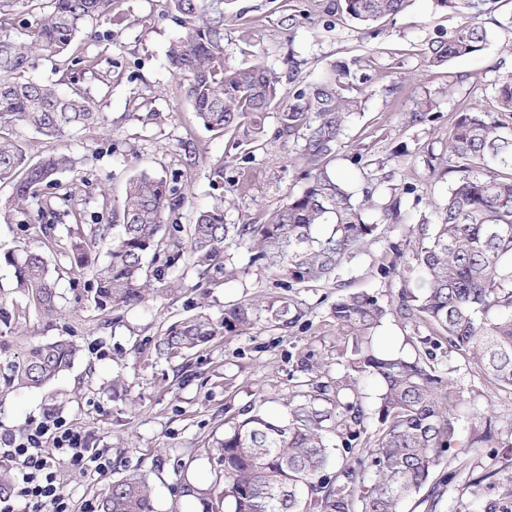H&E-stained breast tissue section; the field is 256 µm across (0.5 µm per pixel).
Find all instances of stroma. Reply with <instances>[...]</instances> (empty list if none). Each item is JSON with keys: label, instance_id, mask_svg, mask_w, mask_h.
<instances>
[{"label": "stroma", "instance_id": "stroma-1", "mask_svg": "<svg viewBox=\"0 0 512 512\" xmlns=\"http://www.w3.org/2000/svg\"><path fill=\"white\" fill-rule=\"evenodd\" d=\"M494 39L480 52L429 66L426 43L459 27L461 15L436 8L434 0H408L398 14L364 27L337 16L336 0H226L224 45L236 65L260 63L280 78L278 109L299 88L349 64L364 79L366 103L346 128L336 171L355 201L372 196L377 206L400 201L402 221L380 226L378 235L335 278L285 288L275 269L250 263L245 249L233 252L231 280L203 273L187 261L172 271L183 287L154 295L122 311L98 310L90 300L91 270L73 268L64 247L43 248L25 224H63L37 206L0 214V252L44 249L57 274L62 312L48 319L37 312L12 324L5 341L12 356L33 344L75 340L81 351L73 365L41 389L0 391V435L22 434L47 412L85 430L90 444L109 450L106 479L61 468L73 512H99L104 480L130 472L145 475L159 512H202L200 502L180 494L183 480L212 484L219 467L212 444L229 426L255 411L282 416L305 384L323 382L336 396L343 374L345 339L336 330L331 306L349 293L365 292L384 304L398 301L404 282L383 270L398 253H410L421 215L432 214L455 181L449 133L458 111H492L499 73L512 71V0H498ZM250 30L254 44L237 36ZM184 28L168 0H112L107 18L79 34V55L97 60L95 71L69 57L33 56L25 79L68 91L86 89L105 120L58 139L17 125L14 137L37 160L56 152L85 156L75 172L59 174L86 223H107L102 200L120 207L125 187L140 175L161 176L185 204L171 221L190 223L197 209L230 198V224H256L301 190L305 168L296 146L276 134L268 117L266 136L244 153L230 135L205 129L187 94L188 81L168 67L171 42ZM433 102L425 121L410 118L420 101ZM375 210L369 219H377ZM255 310L256 327L214 340L187 358L158 355L155 343L170 323L199 311L221 316L225 306ZM440 370L464 392L459 439L444 452L430 482L401 512H512V390L486 378L447 342L433 349ZM124 389L113 392V378Z\"/></svg>", "mask_w": 512, "mask_h": 512}]
</instances>
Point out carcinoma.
<instances>
[{
	"mask_svg": "<svg viewBox=\"0 0 512 512\" xmlns=\"http://www.w3.org/2000/svg\"><path fill=\"white\" fill-rule=\"evenodd\" d=\"M186 29L173 41L167 58L171 70L188 77V96L199 122L209 131L234 132L247 145L265 136V119L278 103L279 77L262 64L235 66L224 48V0H169ZM406 0H336V15L369 23L397 14ZM490 0H435L465 22L446 36L432 39L427 62L434 67L481 51L493 30L481 22ZM50 9L30 31V40L12 38L0 27V183L11 195L0 205L10 212L31 200L43 210L59 211L70 223L83 224V212L72 206V194L44 196L41 191L85 158L52 153L32 161L9 127L22 123L47 138L101 123L89 98L77 88L61 95L51 86L21 79L34 52L57 56L67 52L86 22L108 15L112 0H49ZM350 68L336 65L333 74L307 84L296 102L277 113L278 135L298 147L307 183L291 193L260 224H227L224 206L199 209L190 224L166 227L168 210L184 203L162 177L141 175L129 181L121 210L112 214L120 230L102 265L92 262L93 249L106 239L109 224H91L69 243L80 269L91 267L94 305L111 312L143 304L158 292L151 280L166 282L170 269L188 257L204 272L232 277L226 265L231 247H244L250 262L276 268L282 285L292 288L327 279L355 257L380 225L396 223L399 206L383 209L370 223L372 195L363 203L336 177L331 161L341 145L347 119L359 111L364 90L350 81ZM495 111L464 109L450 131L457 173L446 201L437 207L433 228L421 222L420 238L403 265L386 274L405 282L400 302L386 307L377 297L348 294L333 304L332 318L348 338L343 376L336 390L353 389L360 380L378 384L377 425L358 403L317 404L325 385L315 384L304 399L288 405L278 418L254 413L236 422L218 443L224 488L187 483L183 493L200 500L203 512H399L401 503L431 479L442 453L458 440V410L463 391L443 376L425 350L413 357L381 351L376 338L387 315L430 326L448 345L463 353L486 377L512 388V72L495 85ZM157 262L148 278L145 258ZM13 268L11 292L21 306L0 295V325L6 328L34 309L46 318L59 313L54 270L40 251H8ZM254 310L235 304L215 319L199 312L166 327L156 343L161 356L175 357L205 345L226 332L244 333L254 326ZM78 353L68 339L39 343L23 357L3 364L7 387L42 388L66 370ZM335 433L354 452L364 441L366 456L328 475L331 453L327 436ZM100 512H158L146 480L136 473L104 486Z\"/></svg>",
	"mask_w": 512,
	"mask_h": 512,
	"instance_id": "obj_1",
	"label": "carcinoma"
}]
</instances>
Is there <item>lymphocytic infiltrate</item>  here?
Wrapping results in <instances>:
<instances>
[{
  "instance_id": "f902f5d3",
  "label": "lymphocytic infiltrate",
  "mask_w": 512,
  "mask_h": 512,
  "mask_svg": "<svg viewBox=\"0 0 512 512\" xmlns=\"http://www.w3.org/2000/svg\"><path fill=\"white\" fill-rule=\"evenodd\" d=\"M0 454L16 471L12 494L0 498V512H71L59 477L60 465L92 476L112 466L104 451L89 447L84 431L46 415L21 435H0Z\"/></svg>"
}]
</instances>
